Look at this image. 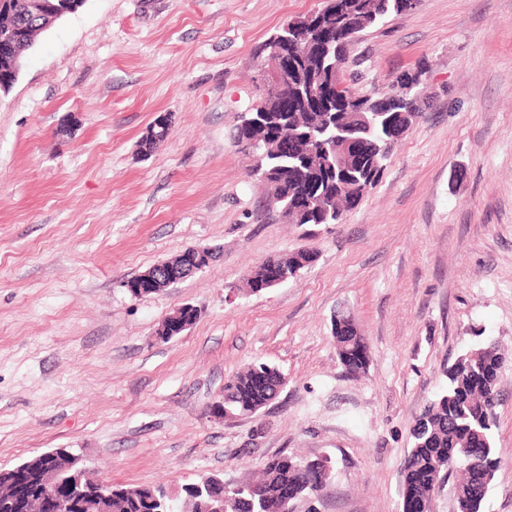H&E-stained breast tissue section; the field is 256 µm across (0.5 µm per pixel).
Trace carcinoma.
<instances>
[{
  "label": "carcinoma",
  "mask_w": 512,
  "mask_h": 512,
  "mask_svg": "<svg viewBox=\"0 0 512 512\" xmlns=\"http://www.w3.org/2000/svg\"><path fill=\"white\" fill-rule=\"evenodd\" d=\"M31 0H8L0 9V32L20 25L30 27L29 50L43 32V22L29 13ZM418 0H323L322 14L316 21L331 27V43L315 45V29L287 32L289 65L296 71L288 78V111L265 112L256 105L242 116L234 134V143L252 158L251 175L262 182L278 212L290 224H337L345 212L354 208L379 180L390 153L402 139L398 113L406 105L396 99L403 89L408 96L412 75L403 73L389 91L361 95L350 87L330 85L331 71L346 55L348 46L341 42L344 28L369 23L376 26L394 14L416 8ZM365 140V153L355 154L345 168L317 150L296 155L277 151L276 141L292 135L328 143L343 135ZM316 260L305 250L274 255L266 262L294 277L295 272ZM495 345L473 346L458 356L445 370L446 385L416 417L412 428V447L402 469L401 492L407 497L408 476L419 471L425 478L420 492L428 499L436 484L457 475L455 485L467 500L468 512H485L487 493L500 468L494 428L497 417L492 408L499 402V376L485 373V367L501 362ZM281 380L278 368L254 361L224 384V407L233 414H256L274 398L273 385ZM472 446L482 449L486 468L472 477L461 461L448 467V450ZM318 459L282 455L268 461L259 476L251 481L259 485L263 497L247 488L224 489L227 512H267L268 503L277 497L281 485L296 487L301 495L316 498L326 489L332 471L323 473L322 484H309L306 466ZM183 512H205V501L192 484L185 487ZM113 512H172L170 500L161 489L132 488L116 485L112 492Z\"/></svg>",
  "instance_id": "carcinoma-1"
}]
</instances>
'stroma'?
Wrapping results in <instances>:
<instances>
[{
    "label": "stroma",
    "mask_w": 512,
    "mask_h": 512,
    "mask_svg": "<svg viewBox=\"0 0 512 512\" xmlns=\"http://www.w3.org/2000/svg\"><path fill=\"white\" fill-rule=\"evenodd\" d=\"M317 0H84L38 36L0 92V469L64 448L91 478L163 488L252 480L270 458H329L294 512H401L415 418L469 347L504 365L501 466L512 512V0H419L362 32L346 79L383 93L424 69L420 118L338 224H285L233 141L262 89L255 51ZM169 134L139 144L156 119ZM193 246L202 272L147 298L125 281ZM315 262L245 292L267 256ZM196 322L168 342L162 320ZM370 349L345 373L332 332ZM261 360L286 383L218 420L227 378ZM336 324L341 327V329H345L343 331V336L341 338L345 339L344 347L349 357L353 359V361H357L358 359H366L368 358L369 351L366 343L361 340H357L354 335L350 332L352 329L357 331V327L353 321V319L344 313H340L336 315L334 319Z\"/></svg>",
    "instance_id": "35a3bbf8"
}]
</instances>
